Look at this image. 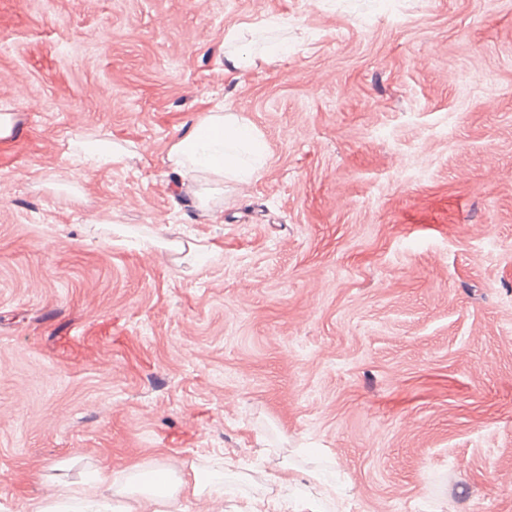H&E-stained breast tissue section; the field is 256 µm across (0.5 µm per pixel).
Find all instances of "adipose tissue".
<instances>
[{"label": "adipose tissue", "mask_w": 512, "mask_h": 512, "mask_svg": "<svg viewBox=\"0 0 512 512\" xmlns=\"http://www.w3.org/2000/svg\"><path fill=\"white\" fill-rule=\"evenodd\" d=\"M172 170L180 177L210 174L238 185L255 181L265 162L264 143L255 129L233 112L205 113L197 124L176 141L168 152ZM103 471L94 474L78 488H59L41 512H134L133 503L157 508L171 493L159 482H125L129 504H115L100 497L97 485Z\"/></svg>", "instance_id": "obj_1"}]
</instances>
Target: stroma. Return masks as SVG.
Masks as SVG:
<instances>
[{"mask_svg":"<svg viewBox=\"0 0 512 512\" xmlns=\"http://www.w3.org/2000/svg\"><path fill=\"white\" fill-rule=\"evenodd\" d=\"M216 107L247 188L168 163ZM0 114V512H512V0H0ZM86 160L94 163H112L121 158V152L108 140L99 139L85 144ZM139 469V466L136 465L129 470L130 473H135V481H138L137 478L141 473ZM135 481L127 479L124 483L123 491L129 495V498L151 508L152 512H161L157 506L164 503L166 500H169L170 497H173L179 488L183 489V480L179 479H177L170 491L167 490L163 483L139 481L140 486L138 487L132 484ZM106 475L97 470L80 487L63 486L57 490L51 502L42 507L41 512H134L131 505L113 504L112 499L101 498L97 484Z\"/></svg>","mask_w":512,"mask_h":512,"instance_id":"obj_1","label":"stroma"}]
</instances>
